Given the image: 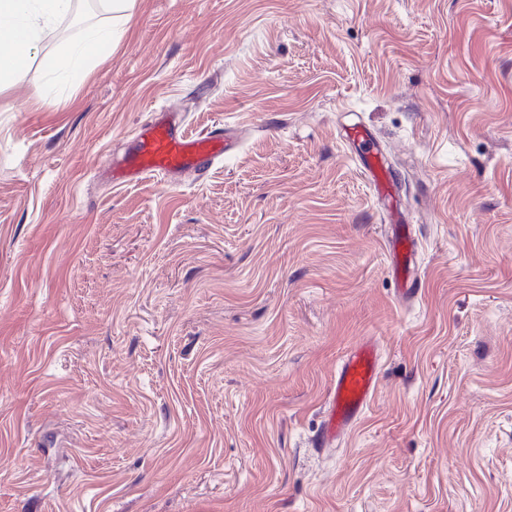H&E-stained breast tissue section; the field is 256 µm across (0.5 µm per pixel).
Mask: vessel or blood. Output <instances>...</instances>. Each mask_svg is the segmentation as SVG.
<instances>
[{"instance_id":"1","label":"vessel or blood","mask_w":512,"mask_h":512,"mask_svg":"<svg viewBox=\"0 0 512 512\" xmlns=\"http://www.w3.org/2000/svg\"><path fill=\"white\" fill-rule=\"evenodd\" d=\"M345 136L361 146V172L377 197L384 203H391L396 194L395 181L387 171L385 157L372 134L361 126L352 125L346 129ZM236 148L228 127L215 128L202 137L191 135L183 127L179 114L163 112L155 121L138 129L133 148L112 157L109 169L116 185L159 175L176 178L186 173L206 172ZM384 246L398 293L405 297L418 294L420 280L414 261L413 237L401 218H394ZM380 367V350L371 340H360L345 352L327 395L318 446H327L343 436L365 413L378 391Z\"/></svg>"}]
</instances>
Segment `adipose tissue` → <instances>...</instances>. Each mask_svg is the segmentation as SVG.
<instances>
[{"label":"adipose tissue","mask_w":512,"mask_h":512,"mask_svg":"<svg viewBox=\"0 0 512 512\" xmlns=\"http://www.w3.org/2000/svg\"><path fill=\"white\" fill-rule=\"evenodd\" d=\"M76 2L0 0V88L29 66L38 46L54 38L59 21L73 13ZM111 42V27L87 26L80 38L57 44L52 69L69 82L85 80Z\"/></svg>","instance_id":"ef3b65f1"}]
</instances>
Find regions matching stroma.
I'll return each instance as SVG.
<instances>
[{"mask_svg": "<svg viewBox=\"0 0 512 512\" xmlns=\"http://www.w3.org/2000/svg\"><path fill=\"white\" fill-rule=\"evenodd\" d=\"M0 91V512H512V0H135ZM175 110L238 150L112 186ZM386 154L419 243L343 132ZM379 388L315 447L363 337ZM112 26L89 25L80 38L58 44L50 61L53 71L72 83L84 81L96 65L100 50L112 45ZM390 222L394 224H389L391 232L385 237L384 246L393 269L396 289L403 297L414 296L419 292L420 280L414 261L413 237L400 217H394Z\"/></svg>", "mask_w": 512, "mask_h": 512, "instance_id": "stroma-1", "label": "stroma"}]
</instances>
